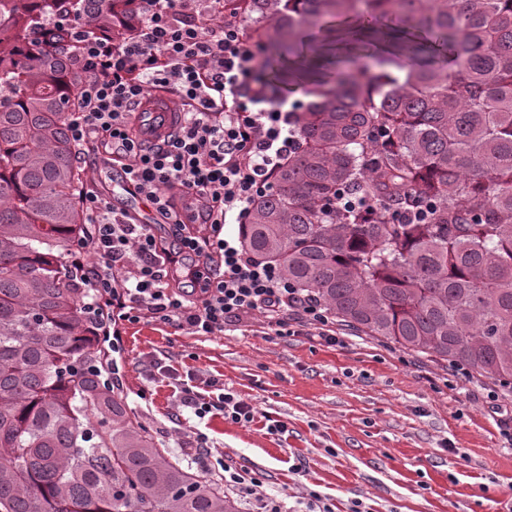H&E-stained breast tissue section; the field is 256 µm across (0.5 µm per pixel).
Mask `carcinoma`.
Instances as JSON below:
<instances>
[{"mask_svg":"<svg viewBox=\"0 0 512 512\" xmlns=\"http://www.w3.org/2000/svg\"><path fill=\"white\" fill-rule=\"evenodd\" d=\"M224 3L248 40L299 54L362 25L295 108L298 146L251 204L246 250L365 335L512 393V0ZM141 10L0 0V512H238L102 378L70 265L88 224L69 25L120 38Z\"/></svg>","mask_w":512,"mask_h":512,"instance_id":"cac0c4a2","label":"carcinoma"}]
</instances>
